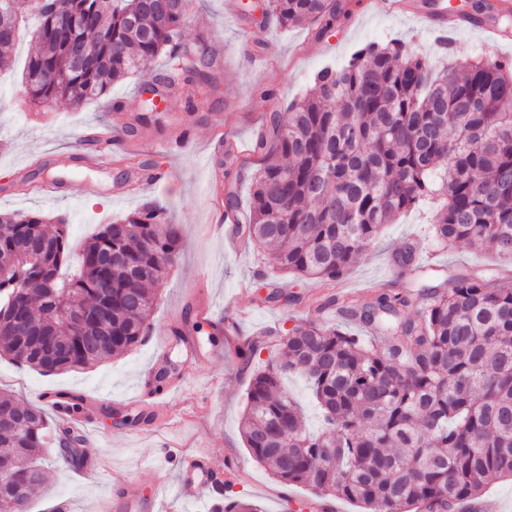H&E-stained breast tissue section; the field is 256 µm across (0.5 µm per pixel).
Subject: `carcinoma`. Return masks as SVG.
Masks as SVG:
<instances>
[{"instance_id": "cac0c4a2", "label": "carcinoma", "mask_w": 512, "mask_h": 512, "mask_svg": "<svg viewBox=\"0 0 512 512\" xmlns=\"http://www.w3.org/2000/svg\"><path fill=\"white\" fill-rule=\"evenodd\" d=\"M193 0H36L39 48L29 55L22 101L44 112L77 108L165 53L169 67L146 84L212 86L211 52L183 30ZM472 19H494L478 0ZM338 0H265L284 29L327 33ZM98 61L77 70L66 54L69 17ZM247 154H224L225 176L266 153L255 173L245 235L273 250L276 270L334 285L388 224L435 202L431 235L487 247L512 262V61L475 58L432 72L401 41L368 42L286 112ZM0 214V354L43 373L84 368L142 343L181 245L180 225L153 202L102 224L76 247L63 218ZM401 292L342 305L344 324L316 320L279 335L281 354L257 371L242 421L246 448L280 482L304 485L364 512H454L494 480L512 479V278L450 274ZM109 286L112 336L87 344L67 317L99 308ZM307 381L325 421L306 431L283 380ZM58 433L45 409L0 392V498L14 488L30 512L41 495L46 449ZM222 512H262L224 487Z\"/></svg>"}]
</instances>
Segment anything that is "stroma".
Listing matches in <instances>:
<instances>
[{
	"instance_id": "obj_1",
	"label": "stroma",
	"mask_w": 512,
	"mask_h": 512,
	"mask_svg": "<svg viewBox=\"0 0 512 512\" xmlns=\"http://www.w3.org/2000/svg\"><path fill=\"white\" fill-rule=\"evenodd\" d=\"M224 2L194 0L184 33V42L191 47L209 41L219 86L208 91L197 84L183 85L185 96L195 101L194 111L169 108L159 112L154 124H138L130 131L113 126L112 106L121 104L130 119L143 113L142 86L167 67L166 56L112 83L105 96L75 109L58 110L44 127L34 126L27 108L15 99L26 59L35 49V20L22 27L10 52V66L0 70V213L63 216L70 224L72 240L80 243L96 225L154 200L183 228L181 251L158 291L144 343L104 362L50 375L0 358V390L16 398L36 403L42 392L65 391L102 401L98 433L79 449L85 461L102 460V472L74 475L62 462L59 448H50L44 462V490L31 512H98L99 501L116 481L125 482L136 494L158 486L164 498L174 499L177 512H190L192 491L179 489L174 468L162 466V452L167 448L209 449L218 471L226 457H235L243 467L242 476L232 485L235 496L255 502L262 512H295L298 503L313 501L310 489L275 479L253 460L241 433L252 375L278 354L274 335L313 317L335 322L331 311H318L317 306L336 289L366 299L382 286L411 288L421 279V272L396 266L394 255L413 239L422 242L431 263L449 266L454 273L492 274L505 268L485 248L456 244L439 251L427 245L430 211L422 208L407 212L399 223L386 225L380 240L360 255L340 287L298 279L274 270L270 250L225 240L218 228L225 195L213 190L225 170L223 155L214 153L212 147L218 137L250 149L266 132L270 113L285 111L291 101L305 95L320 69L340 67L371 40H403L430 64L442 65V53L428 31L435 8L441 5L454 13L470 9L473 0H405L403 10L395 13L386 10L385 0H342L345 16L321 37L306 27L284 29L262 23L260 12L250 10L247 0H238L234 12L225 10ZM451 52L461 60L480 55L509 61L512 36L496 40L486 24L468 25L454 32ZM265 89L273 92L272 100L261 99ZM107 124L113 127L112 167L99 177L100 194L84 195L87 174L77 166L66 175L56 200L44 201L17 189L16 169L24 167L42 175L49 169V154L78 152L87 133ZM133 156L160 164L166 177L138 193L116 195L114 185L135 173L129 165ZM272 287L296 296V303L286 308L267 303L265 297ZM206 296L211 299L212 313L202 331L176 319V312L185 305ZM180 326L207 350V357L187 358L180 346L163 351L165 338ZM248 344L256 345L257 351L247 361L240 351ZM163 354L168 357L169 370L185 377L186 388L157 403V412L174 415L173 425L156 435H140L131 421L140 412L135 401L138 383Z\"/></svg>"
}]
</instances>
